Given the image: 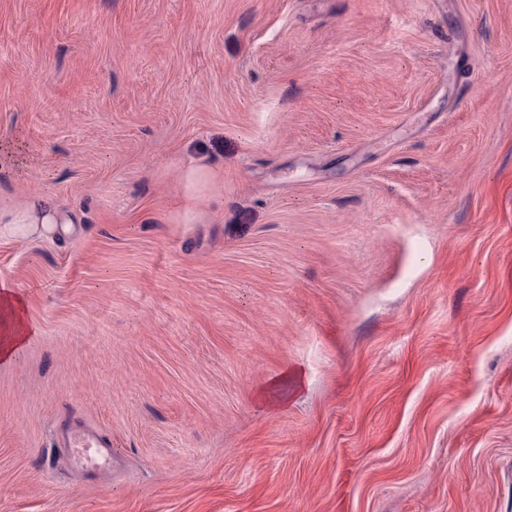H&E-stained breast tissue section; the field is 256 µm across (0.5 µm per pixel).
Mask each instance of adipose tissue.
I'll use <instances>...</instances> for the list:
<instances>
[{"instance_id": "1", "label": "adipose tissue", "mask_w": 512, "mask_h": 512, "mask_svg": "<svg viewBox=\"0 0 512 512\" xmlns=\"http://www.w3.org/2000/svg\"><path fill=\"white\" fill-rule=\"evenodd\" d=\"M67 221L50 198L35 195L23 204L0 208V239L41 238ZM34 333V327L24 319L22 299L10 285L0 283V361H13Z\"/></svg>"}]
</instances>
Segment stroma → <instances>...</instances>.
<instances>
[{
  "label": "stroma",
  "mask_w": 512,
  "mask_h": 512,
  "mask_svg": "<svg viewBox=\"0 0 512 512\" xmlns=\"http://www.w3.org/2000/svg\"><path fill=\"white\" fill-rule=\"evenodd\" d=\"M35 194L0 512H512V0H0ZM208 172L200 169H190L186 173L187 192L184 195V201L181 208L185 216L191 217L194 213V203L196 199V189L200 183L206 181ZM57 439L71 465L85 475L101 479L112 471V444L97 430L71 421Z\"/></svg>",
  "instance_id": "35a3bbf8"
}]
</instances>
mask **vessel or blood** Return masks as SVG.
<instances>
[{"label":"vessel or blood","mask_w":512,"mask_h":512,"mask_svg":"<svg viewBox=\"0 0 512 512\" xmlns=\"http://www.w3.org/2000/svg\"><path fill=\"white\" fill-rule=\"evenodd\" d=\"M71 465L87 476L99 479L112 470V445L95 429L70 422L58 438Z\"/></svg>","instance_id":"1"}]
</instances>
